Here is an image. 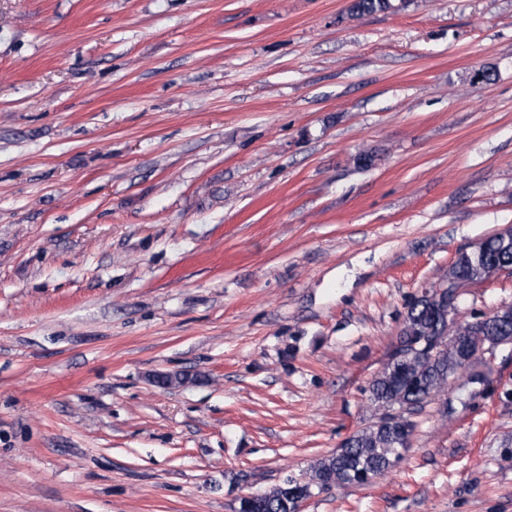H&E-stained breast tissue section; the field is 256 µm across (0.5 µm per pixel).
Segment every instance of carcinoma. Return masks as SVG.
<instances>
[{
    "mask_svg": "<svg viewBox=\"0 0 512 512\" xmlns=\"http://www.w3.org/2000/svg\"><path fill=\"white\" fill-rule=\"evenodd\" d=\"M391 0H356L352 11L365 14L385 11ZM512 262V235L497 234L464 248L448 270L455 292L486 280L499 267ZM448 293L413 299L401 329V346L370 382V404L379 412L377 421L344 441L336 453L318 459L302 479H286L255 499L239 502L238 512H296L299 498L311 496L316 480L327 476L338 486L363 485L387 473L395 465L402 439L411 435L407 415L422 408L428 399L445 391L463 377L485 380L488 356L507 341L512 344V307L485 321L468 335V362L456 346V333L448 331Z\"/></svg>",
    "mask_w": 512,
    "mask_h": 512,
    "instance_id": "1",
    "label": "carcinoma"
}]
</instances>
